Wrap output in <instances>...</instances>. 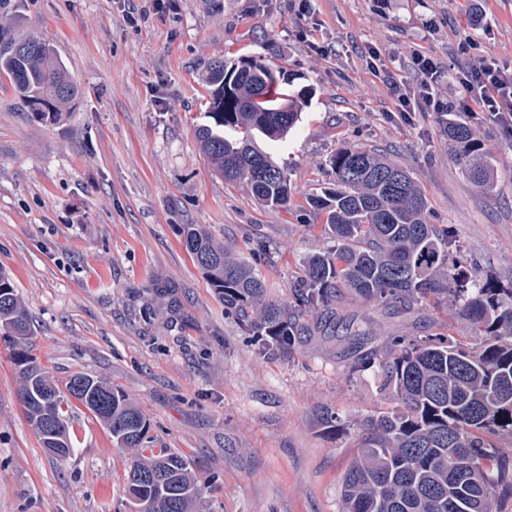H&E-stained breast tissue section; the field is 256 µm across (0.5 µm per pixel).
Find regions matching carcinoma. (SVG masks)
<instances>
[{"label": "carcinoma", "mask_w": 512, "mask_h": 512, "mask_svg": "<svg viewBox=\"0 0 512 512\" xmlns=\"http://www.w3.org/2000/svg\"><path fill=\"white\" fill-rule=\"evenodd\" d=\"M265 53L214 57L205 66L207 122L196 128L201 155L224 180L245 186L271 209L291 200L288 168L257 139L277 147L300 121L305 93L288 91L287 68ZM0 76L34 120L57 121L78 87L52 44L16 14H0ZM443 132L455 144L462 174L492 187L474 129L447 113ZM333 186L308 198L332 239L310 255L289 285V299L267 298L260 266L266 246L245 256L216 241L201 224H182L185 250L224 301L261 358L289 355L315 326H332L358 351L354 371H373L395 410L367 418L357 453L341 484L342 512H502L512 499V454L497 439L512 437V286L459 271L446 224H434L424 189L406 167L380 149L344 148L331 156ZM353 294L388 314L412 313L434 302L454 309L478 343L450 335H388L372 344L370 331L336 312ZM0 329L20 346V400L43 448L57 438L74 451L64 407L75 399L93 412L113 439L133 451L126 475L136 512H192L198 479L188 458L143 454L147 420L119 390L76 373L60 390L27 350L32 329L10 274L0 269Z\"/></svg>", "instance_id": "cac0c4a2"}]
</instances>
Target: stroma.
<instances>
[{
    "mask_svg": "<svg viewBox=\"0 0 512 512\" xmlns=\"http://www.w3.org/2000/svg\"><path fill=\"white\" fill-rule=\"evenodd\" d=\"M7 0L53 44L79 87L63 121H35L0 78V267L10 271L33 330L32 353L65 382L83 373L143 413V442L189 458L199 512H340L360 423L394 409L371 372H355L343 337L315 329L290 356L255 355L184 249L201 224L241 253L276 251L270 295L284 301L308 254L327 248L301 208L327 186L328 159L358 146L411 170L466 274L512 285V133L474 121L494 185L474 186L440 133V116L400 118L366 66L380 52L395 79L413 50L442 66L462 44L512 65V0ZM281 48L293 89L313 93L279 148L292 204L258 205L213 173L195 137L216 56ZM340 315L378 333H447L467 325L441 310L383 315L345 295ZM12 344L0 337V512H129L131 454L83 405L74 451L49 456L26 419ZM335 412L329 428L321 408Z\"/></svg>",
    "mask_w": 512,
    "mask_h": 512,
    "instance_id": "obj_1",
    "label": "stroma"
}]
</instances>
